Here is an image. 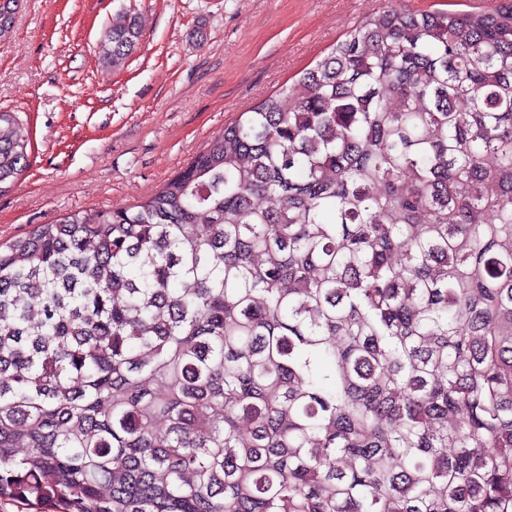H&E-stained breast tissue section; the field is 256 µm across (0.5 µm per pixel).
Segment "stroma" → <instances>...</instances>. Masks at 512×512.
Returning a JSON list of instances; mask_svg holds the SVG:
<instances>
[{
    "label": "stroma",
    "mask_w": 512,
    "mask_h": 512,
    "mask_svg": "<svg viewBox=\"0 0 512 512\" xmlns=\"http://www.w3.org/2000/svg\"><path fill=\"white\" fill-rule=\"evenodd\" d=\"M389 6L464 12L468 0H18L0 40V110L28 126L32 150L0 193V242L147 200L240 112ZM125 12L142 37L115 66L99 43Z\"/></svg>",
    "instance_id": "obj_1"
}]
</instances>
